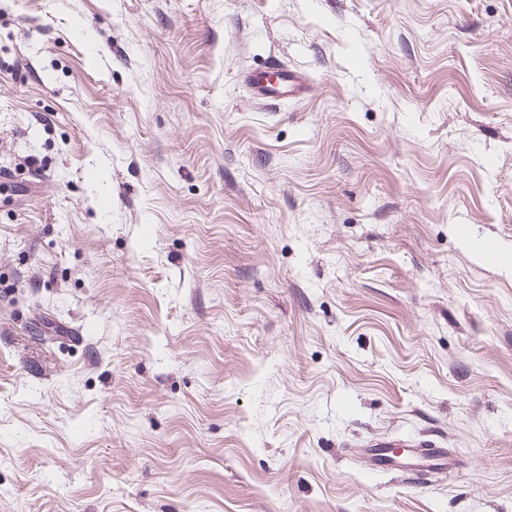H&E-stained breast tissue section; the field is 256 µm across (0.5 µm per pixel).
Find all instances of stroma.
I'll return each instance as SVG.
<instances>
[{
	"label": "stroma",
	"instance_id": "1",
	"mask_svg": "<svg viewBox=\"0 0 512 512\" xmlns=\"http://www.w3.org/2000/svg\"><path fill=\"white\" fill-rule=\"evenodd\" d=\"M0 512H512V0H0ZM251 83L256 97L264 101L296 97L309 89L308 80L303 75L277 62H273L266 71L252 75Z\"/></svg>",
	"mask_w": 512,
	"mask_h": 512
}]
</instances>
